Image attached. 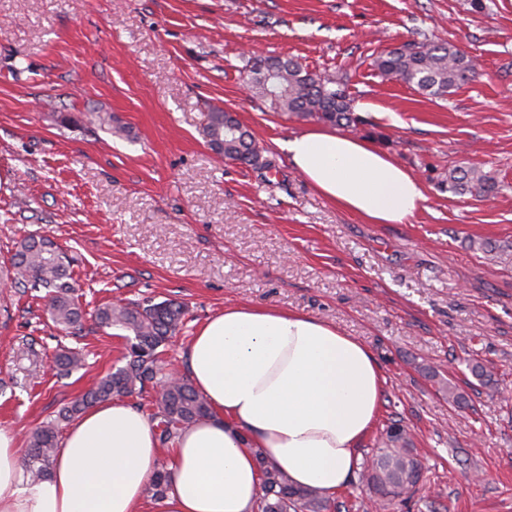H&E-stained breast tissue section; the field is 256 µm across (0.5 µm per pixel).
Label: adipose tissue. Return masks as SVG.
Returning <instances> with one entry per match:
<instances>
[{"instance_id": "ef3b65f1", "label": "adipose tissue", "mask_w": 512, "mask_h": 512, "mask_svg": "<svg viewBox=\"0 0 512 512\" xmlns=\"http://www.w3.org/2000/svg\"><path fill=\"white\" fill-rule=\"evenodd\" d=\"M286 148L318 193L366 223H408L425 199L419 179L364 139L313 128ZM185 355L211 414L171 450L148 418L115 399L73 422L48 476L34 480L18 435L0 428V512H141L165 451L171 481L159 512H254L257 448L293 485L326 496L354 478L385 390L360 339L307 314L228 305L199 326Z\"/></svg>"}]
</instances>
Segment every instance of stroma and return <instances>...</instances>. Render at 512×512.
<instances>
[{"mask_svg":"<svg viewBox=\"0 0 512 512\" xmlns=\"http://www.w3.org/2000/svg\"><path fill=\"white\" fill-rule=\"evenodd\" d=\"M424 39L460 46L476 77L443 98L381 82L374 58ZM257 53L345 79L351 135L425 187L409 223H366L304 179L284 145L314 122L244 85ZM215 107L272 169L210 149ZM461 165L493 176L496 196L449 193ZM29 234L71 258L85 311L185 304L166 352L181 374L198 326L228 304L335 324L386 378L364 458L399 426L425 467L389 512H512V0H0V262ZM43 309L38 292L0 287V427L24 441L126 344L90 322L59 334ZM23 336L83 348L85 365L62 379L17 361ZM476 362L489 384L470 373ZM442 380L468 407L438 393Z\"/></svg>","mask_w":512,"mask_h":512,"instance_id":"stroma-1","label":"stroma"}]
</instances>
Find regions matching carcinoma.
<instances>
[{
    "label": "carcinoma",
    "mask_w": 512,
    "mask_h": 512,
    "mask_svg": "<svg viewBox=\"0 0 512 512\" xmlns=\"http://www.w3.org/2000/svg\"><path fill=\"white\" fill-rule=\"evenodd\" d=\"M373 66L385 81L401 80L422 93L443 98L450 90L468 83L476 74L473 60L452 43L408 41L374 59ZM246 84L268 100L273 109L299 119H316L336 126L356 123L346 82L333 75L307 71L292 58L256 56L243 71ZM206 136L211 150L248 166L269 169L270 160H261V150L252 133L229 112L213 109L207 113ZM448 191L455 195L491 197L498 190L494 177L477 167H459L448 172ZM0 282L45 291L49 318L62 330L75 333L83 328L84 311L75 300L70 261L56 243L46 236H29L18 243L9 265L0 267ZM183 305L172 300L112 303L94 310V320L102 328L129 332L124 365L103 376L98 384L61 407L52 420L31 433L24 464L35 479L47 475L53 462L62 425L79 417L98 402L131 396L146 386L166 381L155 394L154 417L159 420L157 435L167 445L180 430L211 414L204 396L189 380L170 372L161 376L163 356L182 325ZM84 353L62 347L54 356L60 374L68 376L81 368ZM254 454L261 472L257 512H328L331 505L314 488L295 487L287 474L268 464L263 450ZM171 479L167 469H156L148 492L161 499ZM359 480L372 493L377 512H387L393 503L415 494L423 482L421 461L408 448L402 433H394L379 449L373 463L365 464Z\"/></svg>",
    "instance_id": "cac0c4a2"
}]
</instances>
